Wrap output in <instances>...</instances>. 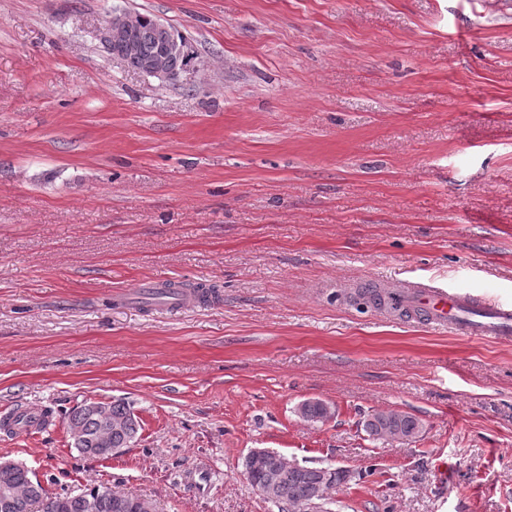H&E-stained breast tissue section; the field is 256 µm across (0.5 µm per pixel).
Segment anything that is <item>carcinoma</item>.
Returning a JSON list of instances; mask_svg holds the SVG:
<instances>
[{"label": "carcinoma", "mask_w": 512, "mask_h": 512, "mask_svg": "<svg viewBox=\"0 0 512 512\" xmlns=\"http://www.w3.org/2000/svg\"><path fill=\"white\" fill-rule=\"evenodd\" d=\"M158 47L153 29L145 27L141 34V51L129 55L127 67L138 71L143 69L145 59ZM367 303L379 309L389 306L408 316L422 314L420 310L400 309L399 304H389L381 293L364 294ZM104 414L112 418V424L97 413L89 411V404L76 407L68 416V430L82 433V438L74 442L75 448L84 456L100 458L104 452L102 442L114 448H125L138 434L139 423L134 414L122 403L113 402L103 407ZM301 417L318 423L328 419V413L319 400H308L300 407ZM363 427L373 439H412L420 434L423 424L420 419L408 413L395 411L374 412L364 420ZM244 475L251 486L266 490V500L278 512H307L308 503L315 500L317 486L325 481L339 488L348 484L342 472L330 465H307L291 463L280 459V470L268 472L257 469L244 460ZM32 483L30 471L24 465L8 461L0 462V512H143V505L149 500L126 495L108 486L91 488L80 493H48L41 484Z\"/></svg>", "instance_id": "carcinoma-1"}]
</instances>
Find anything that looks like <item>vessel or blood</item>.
Instances as JSON below:
<instances>
[{
	"label": "vessel or blood",
	"mask_w": 512,
	"mask_h": 512,
	"mask_svg": "<svg viewBox=\"0 0 512 512\" xmlns=\"http://www.w3.org/2000/svg\"><path fill=\"white\" fill-rule=\"evenodd\" d=\"M405 304L426 311L434 327L463 336L512 339V304L453 288L419 284L404 291Z\"/></svg>",
	"instance_id": "1"
}]
</instances>
